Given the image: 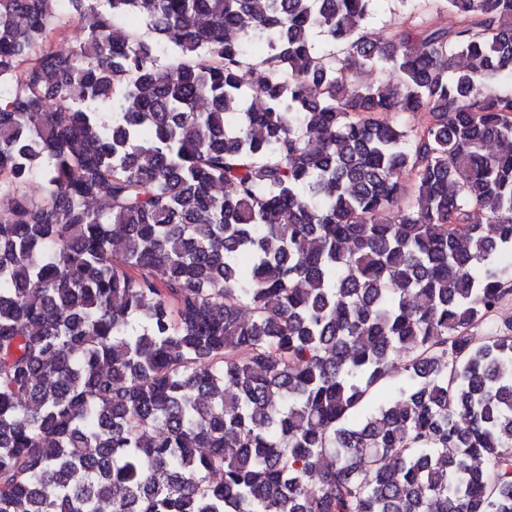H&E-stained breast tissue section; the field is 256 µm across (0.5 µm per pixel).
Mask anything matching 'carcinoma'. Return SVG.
Masks as SVG:
<instances>
[{
  "label": "carcinoma",
  "instance_id": "cac0c4a2",
  "mask_svg": "<svg viewBox=\"0 0 512 512\" xmlns=\"http://www.w3.org/2000/svg\"><path fill=\"white\" fill-rule=\"evenodd\" d=\"M93 2L0 0V512H512V0ZM406 13H412V19L417 23L433 21L448 28L455 26L458 21L455 14L449 12L440 0H416L402 11L397 3L386 0L376 6L372 17L366 23V30L374 38L384 36L395 22H400L402 17L406 16ZM405 363V354L404 351H400L395 354L394 357V365L390 371V374L381 386H379L373 394V398L376 400H381L385 398L389 391L394 388L400 386L406 377V372L403 369V365Z\"/></svg>",
  "mask_w": 512,
  "mask_h": 512
}]
</instances>
